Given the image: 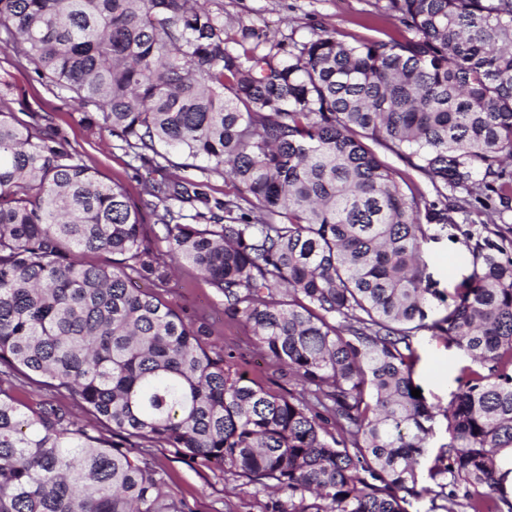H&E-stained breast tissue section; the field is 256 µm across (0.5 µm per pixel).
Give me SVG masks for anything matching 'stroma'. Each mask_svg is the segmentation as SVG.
<instances>
[{
  "instance_id": "stroma-1",
  "label": "stroma",
  "mask_w": 512,
  "mask_h": 512,
  "mask_svg": "<svg viewBox=\"0 0 512 512\" xmlns=\"http://www.w3.org/2000/svg\"><path fill=\"white\" fill-rule=\"evenodd\" d=\"M385 0H213L224 12V30L229 40L245 47H269L308 41L322 31L336 32L346 42L366 41L394 32L384 11ZM0 76L13 88L12 110L21 119L38 115L39 124L54 130L69 149L107 182L123 185L136 201H143L145 184L157 179V172L132 161L120 141L110 132L84 121L69 95L41 84L27 68L19 65L10 50L0 48ZM461 229L448 227L424 247L429 271L439 288L452 289L460 279L461 257L465 251ZM160 301L185 319L202 325L208 350L231 357L234 370L260 386L282 391L294 387L288 372L261 353L249 328L224 317V299L191 268L176 272L158 289ZM421 360L414 380L428 403L447 406L455 388L454 368L460 358L456 349L442 341L422 336L418 343ZM15 394L31 407L52 403L82 419L90 434H99L98 421L67 394L30 382ZM147 454L163 472L164 491L173 500H184L196 512H272V498L257 491L245 478L213 465L191 463L172 448H151Z\"/></svg>"
}]
</instances>
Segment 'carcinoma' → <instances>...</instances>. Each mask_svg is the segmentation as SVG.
Masks as SVG:
<instances>
[{"label":"carcinoma","mask_w":512,"mask_h":512,"mask_svg":"<svg viewBox=\"0 0 512 512\" xmlns=\"http://www.w3.org/2000/svg\"><path fill=\"white\" fill-rule=\"evenodd\" d=\"M383 10V38L236 50L200 0H0V44L38 80L134 159L173 152L198 171L146 186L150 234L128 191L20 122L0 83V512H195L165 499L142 452L156 447L272 490L277 512H409L428 494L448 512H512L498 459L512 448V227L487 203L512 200V0ZM213 175L236 197L211 195ZM482 199L449 294L423 243ZM180 264L296 387L248 381L134 287ZM423 332L464 355L431 459L432 407L411 394ZM36 377L110 436L23 410L12 390ZM377 150L382 159L387 161L394 168L401 171H409L413 175L418 187L420 188L421 192L424 193L428 201L432 202L437 200L436 193L427 179L416 175L415 172L411 171V169L407 167L402 161L398 160L394 155H392L389 150L383 147H378Z\"/></svg>","instance_id":"carcinoma-1"}]
</instances>
